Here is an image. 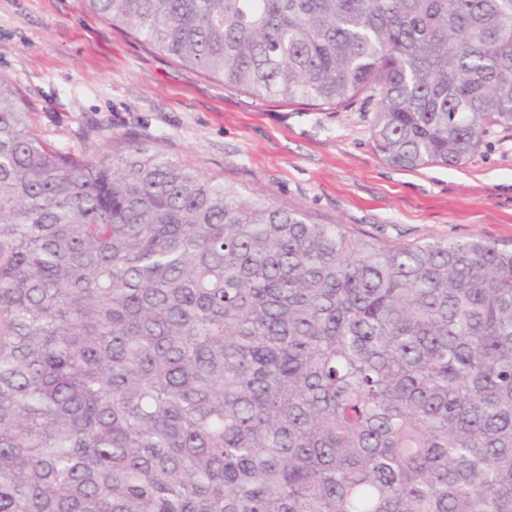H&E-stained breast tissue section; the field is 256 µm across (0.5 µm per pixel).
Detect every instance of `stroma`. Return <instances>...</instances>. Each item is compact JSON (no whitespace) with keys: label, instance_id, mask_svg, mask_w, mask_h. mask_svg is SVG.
I'll return each instance as SVG.
<instances>
[{"label":"stroma","instance_id":"35a3bbf8","mask_svg":"<svg viewBox=\"0 0 512 512\" xmlns=\"http://www.w3.org/2000/svg\"><path fill=\"white\" fill-rule=\"evenodd\" d=\"M0 77L41 135L74 153L145 146L310 223L391 245H512V130L489 128L460 168H396L374 149L377 100L318 110L255 98L153 53L81 0H0Z\"/></svg>","mask_w":512,"mask_h":512}]
</instances>
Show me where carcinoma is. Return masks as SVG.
Masks as SVG:
<instances>
[{
  "label": "carcinoma",
  "mask_w": 512,
  "mask_h": 512,
  "mask_svg": "<svg viewBox=\"0 0 512 512\" xmlns=\"http://www.w3.org/2000/svg\"><path fill=\"white\" fill-rule=\"evenodd\" d=\"M83 6L258 98L378 96L395 167L512 129V0ZM0 512H512V249L66 151L1 77Z\"/></svg>",
  "instance_id": "carcinoma-1"
}]
</instances>
